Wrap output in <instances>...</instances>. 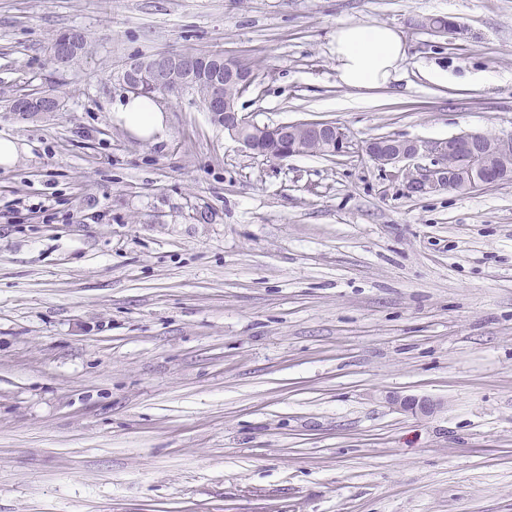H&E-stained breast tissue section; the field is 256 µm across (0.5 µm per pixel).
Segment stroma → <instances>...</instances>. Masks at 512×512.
<instances>
[{
  "mask_svg": "<svg viewBox=\"0 0 512 512\" xmlns=\"http://www.w3.org/2000/svg\"><path fill=\"white\" fill-rule=\"evenodd\" d=\"M342 24L401 32L389 87L338 85ZM182 50L351 147L254 155L187 93L133 134L118 67ZM463 131L512 134V0H0V512H512V182L415 195L360 150ZM74 31L77 32L78 36H79L78 50L76 48L77 35L75 33H73V34L70 33V32H74ZM64 33H69V34H67L64 38L57 40L53 44L52 49H51V56H52L53 60L56 62L57 65H59L61 67H64L69 60H71L70 61V64H71L79 57L89 53L91 50V43L88 41V38L83 31H81L79 29L78 30L77 29H69V30H66V31L60 33L56 37V39L59 36L63 35ZM77 51H78V53H77L76 57L71 59L72 54L73 53L75 54ZM53 92L50 93L53 97L47 93L31 97H26L28 94L12 96L7 100L10 102V111L15 112L16 105L20 100L16 112H57L60 110L61 104L55 98L61 99V96L58 94L60 91L55 90ZM389 404L396 409L411 411L415 414L419 413L422 416L432 415L444 406L442 402H435L427 398L401 397L398 395L390 396Z\"/></svg>",
  "mask_w": 512,
  "mask_h": 512,
  "instance_id": "stroma-1",
  "label": "stroma"
}]
</instances>
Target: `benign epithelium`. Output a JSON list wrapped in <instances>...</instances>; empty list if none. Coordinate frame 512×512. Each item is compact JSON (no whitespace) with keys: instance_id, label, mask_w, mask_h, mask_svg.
<instances>
[{"instance_id":"benign-epithelium-1","label":"benign epithelium","mask_w":512,"mask_h":512,"mask_svg":"<svg viewBox=\"0 0 512 512\" xmlns=\"http://www.w3.org/2000/svg\"><path fill=\"white\" fill-rule=\"evenodd\" d=\"M77 35L67 34L57 40L51 56L63 67L77 52ZM194 64L178 55L159 53L146 58H133L124 62L117 71L119 83L127 91L137 92L148 84L153 88L167 90L169 86L183 87L193 79ZM235 84L240 92H246L252 84L248 67L233 58L224 59V72L217 73L209 88L208 108L211 114L224 116V129L245 149L258 153L257 143L264 138H275L279 149L274 157L288 158L304 154V137L313 136L331 155L348 149L346 133L335 124L322 121L282 122L275 126H259L246 120L237 109V101L224 96V85ZM61 104L52 96L43 93L20 100L19 112H57ZM458 146V159L448 166V150L451 141ZM368 159L383 169H396L395 175L405 178L406 187L417 195H429L449 190L450 183L459 178L476 181L480 186L497 185L509 179L508 173H500L498 163L512 156V136L488 137L479 133H460L427 143L388 137L372 139L364 146ZM423 154L435 157L433 166L414 163ZM389 404L402 411H411L422 416L434 414L444 403L427 398L389 397Z\"/></svg>"}]
</instances>
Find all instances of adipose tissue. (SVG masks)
Wrapping results in <instances>:
<instances>
[{"label":"adipose tissue","mask_w":512,"mask_h":512,"mask_svg":"<svg viewBox=\"0 0 512 512\" xmlns=\"http://www.w3.org/2000/svg\"><path fill=\"white\" fill-rule=\"evenodd\" d=\"M406 51L401 33L380 24L337 26L331 42L337 81L348 89L389 86ZM113 117L136 135L158 139L164 136L163 110L152 99L128 96L114 107Z\"/></svg>","instance_id":"1"}]
</instances>
